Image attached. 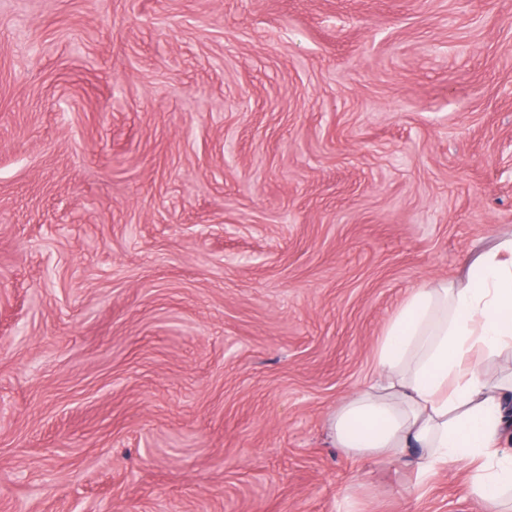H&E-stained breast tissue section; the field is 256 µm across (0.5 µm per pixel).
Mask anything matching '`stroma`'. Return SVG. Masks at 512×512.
<instances>
[{
	"label": "stroma",
	"mask_w": 512,
	"mask_h": 512,
	"mask_svg": "<svg viewBox=\"0 0 512 512\" xmlns=\"http://www.w3.org/2000/svg\"><path fill=\"white\" fill-rule=\"evenodd\" d=\"M509 235L512 0H0V512H487L325 423Z\"/></svg>",
	"instance_id": "stroma-1"
}]
</instances>
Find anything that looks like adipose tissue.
I'll use <instances>...</instances> for the list:
<instances>
[{
  "mask_svg": "<svg viewBox=\"0 0 512 512\" xmlns=\"http://www.w3.org/2000/svg\"><path fill=\"white\" fill-rule=\"evenodd\" d=\"M512 349V238L481 251L468 277L414 290L377 351L380 379L327 422L333 447L417 474L455 460L467 491L501 512L512 490V384L486 382L485 353Z\"/></svg>",
  "mask_w": 512,
  "mask_h": 512,
  "instance_id": "ef3b65f1",
  "label": "adipose tissue"
}]
</instances>
